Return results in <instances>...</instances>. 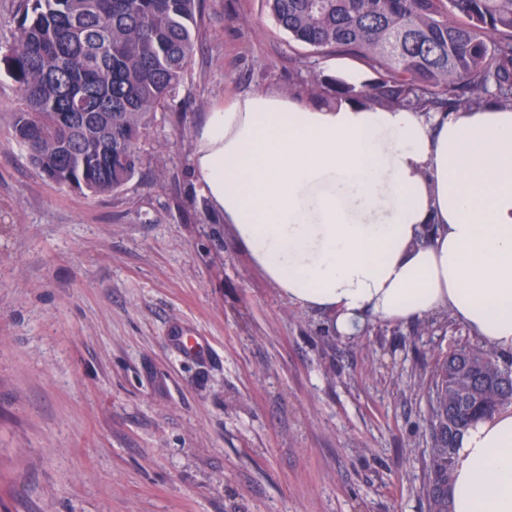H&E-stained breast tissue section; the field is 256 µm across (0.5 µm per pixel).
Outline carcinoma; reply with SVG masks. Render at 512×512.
Segmentation results:
<instances>
[{
    "label": "carcinoma",
    "instance_id": "obj_1",
    "mask_svg": "<svg viewBox=\"0 0 512 512\" xmlns=\"http://www.w3.org/2000/svg\"><path fill=\"white\" fill-rule=\"evenodd\" d=\"M293 40L358 57L381 78L336 101L426 112L512 105V0H265ZM200 0H21L0 67L30 162L56 184L114 193L140 172V140L178 93L196 52ZM512 405V369L466 342L437 362L427 512H450L459 441Z\"/></svg>",
    "mask_w": 512,
    "mask_h": 512
}]
</instances>
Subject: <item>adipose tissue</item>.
Masks as SVG:
<instances>
[{"instance_id":"obj_1","label":"adipose tissue","mask_w":512,"mask_h":512,"mask_svg":"<svg viewBox=\"0 0 512 512\" xmlns=\"http://www.w3.org/2000/svg\"><path fill=\"white\" fill-rule=\"evenodd\" d=\"M191 176L268 281L335 332L447 313L512 355V108L253 91L211 106ZM448 492L452 512H512V406L462 437Z\"/></svg>"}]
</instances>
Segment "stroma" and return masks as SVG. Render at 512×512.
Listing matches in <instances>:
<instances>
[{
    "label": "stroma",
    "mask_w": 512,
    "mask_h": 512,
    "mask_svg": "<svg viewBox=\"0 0 512 512\" xmlns=\"http://www.w3.org/2000/svg\"><path fill=\"white\" fill-rule=\"evenodd\" d=\"M196 37L114 194L29 162L0 74V512H426L436 361L468 330L342 337L271 285L190 178L214 103L314 74L328 96L356 60L293 43L264 0H203Z\"/></svg>",
    "instance_id": "obj_1"
}]
</instances>
